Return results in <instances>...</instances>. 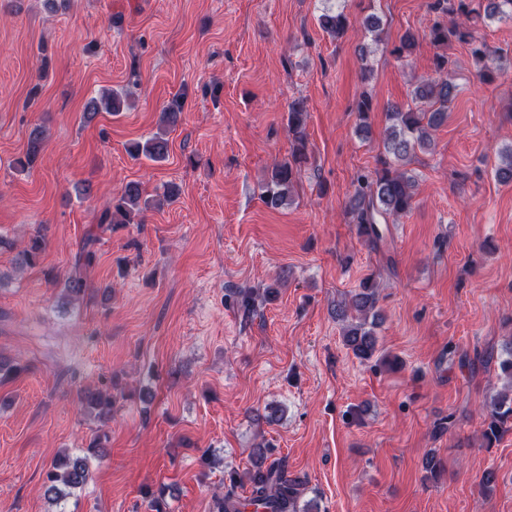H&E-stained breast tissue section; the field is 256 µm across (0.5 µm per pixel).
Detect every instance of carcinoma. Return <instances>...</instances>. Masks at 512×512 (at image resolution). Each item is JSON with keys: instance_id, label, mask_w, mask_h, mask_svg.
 I'll return each instance as SVG.
<instances>
[{"instance_id": "carcinoma-1", "label": "carcinoma", "mask_w": 512, "mask_h": 512, "mask_svg": "<svg viewBox=\"0 0 512 512\" xmlns=\"http://www.w3.org/2000/svg\"><path fill=\"white\" fill-rule=\"evenodd\" d=\"M449 6L444 12L451 15L449 22H434L429 35L436 45H446L455 39L472 46L471 54L476 61L483 63L479 75L489 81L493 70L489 67V53L486 44L476 42L471 21L480 15L472 8V0H448ZM488 18L499 15L512 19V0H489L484 8ZM320 27L331 37L342 36L349 27V18L342 10L327 9L319 16ZM417 45L416 36L405 33L394 46L392 54L408 58ZM446 55L434 59L435 76L419 83L413 90V106L395 104L387 112L388 126L383 138V157L381 169L375 175L361 174L349 201V214L356 224L357 233L372 248L378 249L384 241L380 225L397 221L407 214L413 205L418 187L416 176L408 169L416 151H428L432 148V132L448 120V108L456 96L457 86L453 83L448 69ZM126 102V96L117 91L102 94L100 100H91L87 113L94 114L100 109L119 112ZM372 101L368 96L357 103L358 130L369 132L368 113ZM182 112V101L172 98L163 107L162 121L167 126L177 124ZM308 110L305 102L295 100L289 105L288 132L292 138L290 157L274 163L268 169L261 185V199L270 209H279L288 204L300 178L302 168L309 162L307 138ZM45 140L41 127H34L30 134L27 149L23 156L15 160L20 172L30 169L39 156ZM169 142L161 133L137 141L128 148L129 153L162 161L168 154ZM149 200L143 198L137 182L127 183L121 194L114 197L100 216L101 224H139L143 212L148 208ZM97 238L86 239L75 256L74 268L90 265L95 259L94 245ZM44 249V237L41 232L31 235L26 246L19 252L17 262L22 267L37 263ZM380 284L373 278L363 279L349 297L336 304L334 314L342 325V338L346 346L358 358L368 360L377 352L378 339L375 327L381 320L377 309ZM501 371L507 377V388L498 392L492 399L491 409L484 420L483 439L485 447L490 448L502 435L512 430V346L507 350V358L500 360ZM82 405L102 423L112 417L114 397L111 393L99 389H87L81 395ZM271 449L263 443L252 448L250 465L243 472L229 474V489L224 497L217 499V512H242L245 504L235 497L233 489L242 483L251 488L249 505L257 512H307L299 505V499L305 481L299 477L285 475L278 462H268ZM88 475V457L64 454L58 456L46 473L45 492L52 501L59 504L82 488Z\"/></svg>"}]
</instances>
